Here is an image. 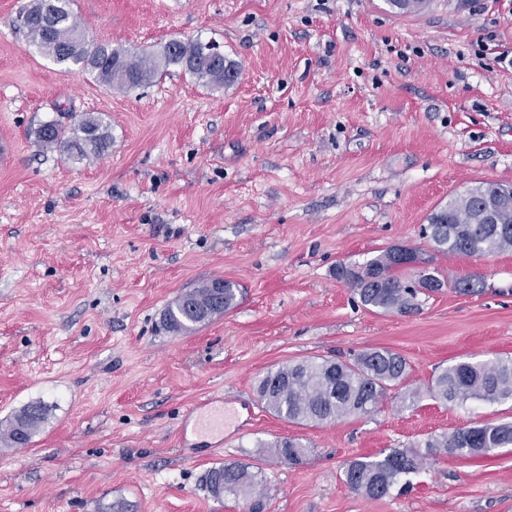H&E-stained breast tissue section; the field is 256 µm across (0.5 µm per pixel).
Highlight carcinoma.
Returning a JSON list of instances; mask_svg holds the SVG:
<instances>
[{"mask_svg":"<svg viewBox=\"0 0 512 512\" xmlns=\"http://www.w3.org/2000/svg\"><path fill=\"white\" fill-rule=\"evenodd\" d=\"M19 27L37 53L65 69L78 67L110 88L132 90L153 83L171 66L180 67L197 81L222 88L235 82L238 67L224 60L211 42L181 40L165 43L158 53L131 52L106 44L85 41L82 23L74 13L72 0H30L19 14ZM37 138L45 146L60 148L70 158L90 161L102 157L112 145V132L102 119L85 114L73 126L57 121L42 123ZM498 187L479 182L465 193L433 211L425 227V238L444 254L489 257L512 250V209L501 214L499 224L484 219V193ZM407 267L390 247L358 267L336 264L335 276L350 285L361 304L372 312L411 314L418 310L421 291L407 284L396 271ZM240 300L239 286L224 282L216 290L211 282L182 293L163 313V325L174 334L190 332L196 326L234 309ZM409 364L389 349L358 354L350 362L308 358L270 370L259 380L258 396L280 417L303 425L323 426L347 417L373 413L388 391L402 384ZM428 393L440 401L464 406L469 402L512 404V360H463L434 377ZM45 421V406H26L0 431V439L27 445ZM273 455L288 464H298L306 446L295 438L269 444ZM430 451H444L461 458H488L500 448L512 447V423L482 421L432 437L425 442ZM419 454L392 449L378 456L359 457L344 469L345 482L372 499L381 498L399 483L410 484L409 476L423 468ZM256 485L249 466L224 462L209 468L203 476L204 489L213 497L250 496Z\"/></svg>","mask_w":512,"mask_h":512,"instance_id":"cac0c4a2","label":"carcinoma"}]
</instances>
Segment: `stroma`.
<instances>
[{"instance_id":"obj_1","label":"stroma","mask_w":512,"mask_h":512,"mask_svg":"<svg viewBox=\"0 0 512 512\" xmlns=\"http://www.w3.org/2000/svg\"><path fill=\"white\" fill-rule=\"evenodd\" d=\"M28 0H0V422L39 402L25 448L0 442V512H249L201 477L238 461L264 512H512V448L487 460L429 455L404 494L370 499L343 470L423 445L508 405L387 398L327 426L267 410L279 365L387 348L426 387L470 357L512 359V250L451 257L429 215L481 181L512 183V0H74L88 42L155 50L219 43L235 84L171 68L107 89L36 53ZM90 113L112 146L76 162L34 131ZM393 245L446 281L410 315L373 313L336 280ZM481 276V292L455 281ZM238 283L239 305L189 334L161 318L184 291ZM235 396L223 405L219 394ZM295 437L302 463L268 445Z\"/></svg>"}]
</instances>
